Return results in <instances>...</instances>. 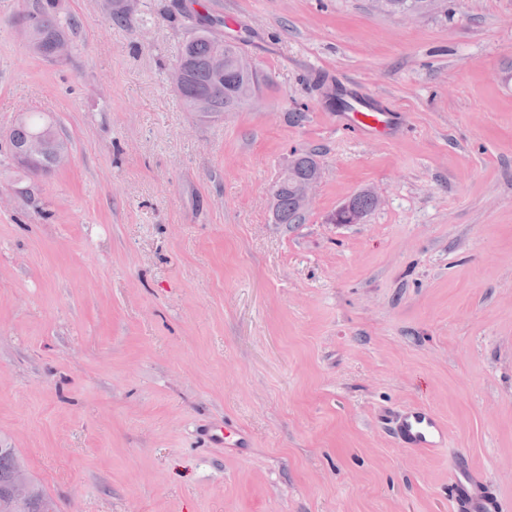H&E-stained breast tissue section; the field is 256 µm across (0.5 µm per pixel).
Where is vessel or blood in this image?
Returning a JSON list of instances; mask_svg holds the SVG:
<instances>
[{"mask_svg": "<svg viewBox=\"0 0 512 512\" xmlns=\"http://www.w3.org/2000/svg\"><path fill=\"white\" fill-rule=\"evenodd\" d=\"M338 100L341 118L354 130L372 135L389 132L396 124L393 110L361 87L339 86ZM391 424L394 437L402 446L432 451L446 444L443 425L428 410H401L393 414ZM451 497L456 512H505L496 497L480 492L474 472L461 461L455 467Z\"/></svg>", "mask_w": 512, "mask_h": 512, "instance_id": "b4317fda", "label": "vessel or blood"}]
</instances>
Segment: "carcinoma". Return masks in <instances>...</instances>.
Returning a JSON list of instances; mask_svg holds the SVG:
<instances>
[{"label":"carcinoma","mask_w":512,"mask_h":512,"mask_svg":"<svg viewBox=\"0 0 512 512\" xmlns=\"http://www.w3.org/2000/svg\"><path fill=\"white\" fill-rule=\"evenodd\" d=\"M105 13L113 22L123 21L129 11L128 0H108ZM60 0H36L35 5L22 11L21 21L24 35L30 48L47 60H58L56 47L61 42H71L70 22L62 21ZM227 54L226 70H218L215 60ZM243 55L237 43H224V38L214 34L211 25L198 23L185 40L175 65L181 68L183 80L177 88L187 110L206 118L220 119L226 112H232L246 105L254 96L258 74L242 70L234 60ZM39 137L44 142L45 152L36 171L24 170L27 176L40 178L52 172L51 159L58 152H69L66 140L55 131L53 124L44 120L41 114L29 113L18 120L10 130L9 150H20L31 138ZM298 177L311 175L317 160L311 153H300L294 158ZM276 220L280 224H299L304 214L294 206L292 188L284 187L275 200ZM27 469L22 457L13 448H0V512H55L52 501L36 482H31V496L23 504L7 502V490L19 469Z\"/></svg>","instance_id":"1"}]
</instances>
